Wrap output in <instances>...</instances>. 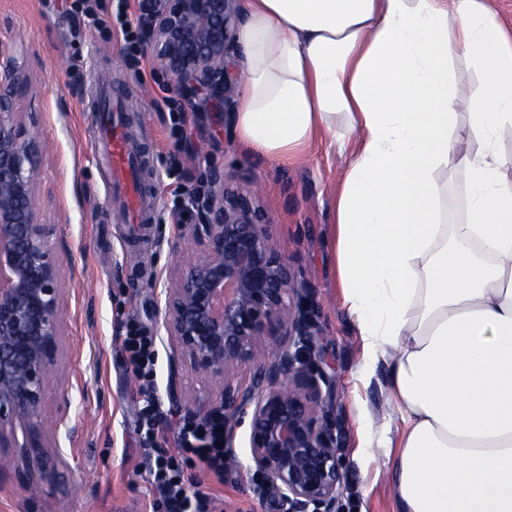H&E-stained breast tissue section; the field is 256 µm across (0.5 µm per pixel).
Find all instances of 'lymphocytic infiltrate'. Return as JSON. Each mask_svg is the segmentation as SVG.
Wrapping results in <instances>:
<instances>
[{
	"mask_svg": "<svg viewBox=\"0 0 512 512\" xmlns=\"http://www.w3.org/2000/svg\"><path fill=\"white\" fill-rule=\"evenodd\" d=\"M125 366L139 382L138 409L139 444L144 457L154 458L149 469L151 484L156 489L158 507L163 512H215V501L201 483L187 479L184 465L187 457L205 464L215 477H223L227 448L223 447L224 415L210 414L203 420L192 415H179L166 409L154 393L156 385V339L135 326H127L121 338ZM176 429L177 453L163 455L159 449L165 443L167 429Z\"/></svg>",
	"mask_w": 512,
	"mask_h": 512,
	"instance_id": "lymphocytic-infiltrate-1",
	"label": "lymphocytic infiltrate"
}]
</instances>
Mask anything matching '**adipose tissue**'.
Here are the masks:
<instances>
[{"label": "adipose tissue", "mask_w": 512, "mask_h": 512, "mask_svg": "<svg viewBox=\"0 0 512 512\" xmlns=\"http://www.w3.org/2000/svg\"><path fill=\"white\" fill-rule=\"evenodd\" d=\"M238 144L355 138L336 189L342 298L401 425L399 512H512V29L489 0H237ZM484 77L461 93L457 61ZM462 177L449 223L442 170Z\"/></svg>", "instance_id": "1"}]
</instances>
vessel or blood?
<instances>
[{"mask_svg": "<svg viewBox=\"0 0 512 512\" xmlns=\"http://www.w3.org/2000/svg\"><path fill=\"white\" fill-rule=\"evenodd\" d=\"M99 99L101 106L96 116L95 138L107 176V195L122 203L126 223H145L146 191L141 180L142 161L127 139L117 111L118 100L110 83L101 82Z\"/></svg>", "mask_w": 512, "mask_h": 512, "instance_id": "b4317fda", "label": "vessel or blood"}]
</instances>
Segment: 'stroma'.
Listing matches in <instances>:
<instances>
[{"mask_svg":"<svg viewBox=\"0 0 512 512\" xmlns=\"http://www.w3.org/2000/svg\"><path fill=\"white\" fill-rule=\"evenodd\" d=\"M0 49L28 64L15 104L41 145L33 206L59 267L63 302L60 356L37 423L0 447V512H150L154 492L139 445V395L118 337L130 320L158 336L157 394L165 407L191 413L199 378L162 316L165 286L186 257L184 198L175 187L205 192L215 169L242 175L243 189L274 220L277 249L316 290L321 367L334 386L332 413L343 437L345 481L335 512H396L384 467V446L398 425L387 402L386 367L365 365L342 308L331 249L332 192L346 174L348 152L327 137L299 161L243 151L231 122L193 108L149 49L131 65L120 32L63 14L60 0H0ZM99 76L123 88L129 130L157 192L144 246L131 241L105 194L91 129ZM176 158L184 162L178 181L168 176ZM175 387L185 400L171 399ZM360 413L374 422L367 448L354 423ZM232 452L237 467L225 479L195 460L185 473L210 488L221 512H282L254 484L248 424L236 429Z\"/></svg>","mask_w":512,"mask_h":512,"instance_id":"obj_1","label":"stroma"}]
</instances>
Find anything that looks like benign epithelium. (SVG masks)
<instances>
[{
  "instance_id": "benign-epithelium-1",
  "label": "benign epithelium",
  "mask_w": 512,
  "mask_h": 512,
  "mask_svg": "<svg viewBox=\"0 0 512 512\" xmlns=\"http://www.w3.org/2000/svg\"><path fill=\"white\" fill-rule=\"evenodd\" d=\"M236 0H151L148 48L188 101L215 113L232 104L225 70L236 41ZM24 64L0 51V446L37 419L59 351V270L32 205L39 146L14 112ZM183 225L193 254L166 289L163 322L191 368L214 383L196 412H224V447L250 417L249 443L263 489L299 512H335L344 483L342 436L319 369L312 289L276 250L272 221L233 175L214 171L190 199ZM278 337L272 359L263 339ZM249 371L246 382L236 377Z\"/></svg>"
}]
</instances>
